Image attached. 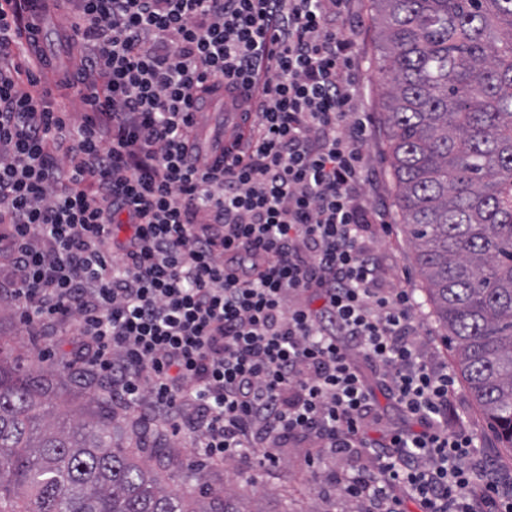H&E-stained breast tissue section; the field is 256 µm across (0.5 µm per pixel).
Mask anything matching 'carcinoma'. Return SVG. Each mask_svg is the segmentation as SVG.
<instances>
[{"label":"carcinoma","mask_w":512,"mask_h":512,"mask_svg":"<svg viewBox=\"0 0 512 512\" xmlns=\"http://www.w3.org/2000/svg\"><path fill=\"white\" fill-rule=\"evenodd\" d=\"M402 232L481 419L512 454V0H371ZM0 343V512H242L206 467L179 493L93 422L42 428L63 379Z\"/></svg>","instance_id":"1"}]
</instances>
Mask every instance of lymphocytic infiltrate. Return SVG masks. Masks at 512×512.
Returning <instances> with one entry per match:
<instances>
[{
    "label": "lymphocytic infiltrate",
    "mask_w": 512,
    "mask_h": 512,
    "mask_svg": "<svg viewBox=\"0 0 512 512\" xmlns=\"http://www.w3.org/2000/svg\"><path fill=\"white\" fill-rule=\"evenodd\" d=\"M64 1L82 124L31 63L0 66V298L27 335H64L42 359L94 367L113 404L236 470L311 444L306 466L364 512H404L400 488L419 512H512L375 250L353 0ZM226 80L249 93L251 150L198 170L191 110ZM360 359L419 431L367 437ZM368 450L378 474L355 467ZM54 95L55 107L62 112H66L73 123L79 124L85 111L81 93L76 90H70L58 94L54 91Z\"/></svg>",
    "instance_id": "obj_1"
}]
</instances>
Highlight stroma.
<instances>
[{
    "label": "stroma",
    "instance_id": "1",
    "mask_svg": "<svg viewBox=\"0 0 512 512\" xmlns=\"http://www.w3.org/2000/svg\"><path fill=\"white\" fill-rule=\"evenodd\" d=\"M355 11L353 31L359 47L356 64L365 78L363 109L370 114L366 152L383 178L374 195L387 211L390 225L388 231L379 233L376 249L396 287L419 289L423 286L422 277L393 206L390 159L384 146L381 89L370 77L377 53L370 0H356ZM453 401L461 422L476 433L485 463L497 467L500 476L511 479L512 462L507 460L497 438L479 418L462 379L454 381ZM113 426L116 434H135L149 448L157 447L156 434L165 428L163 421L137 407L119 411ZM304 454V449L289 448L277 465H255L243 473L213 463L209 466V481L214 486L238 493L247 501L251 512H361V504L346 498L338 487L328 484L324 474H312L303 462Z\"/></svg>",
    "mask_w": 512,
    "mask_h": 512
}]
</instances>
